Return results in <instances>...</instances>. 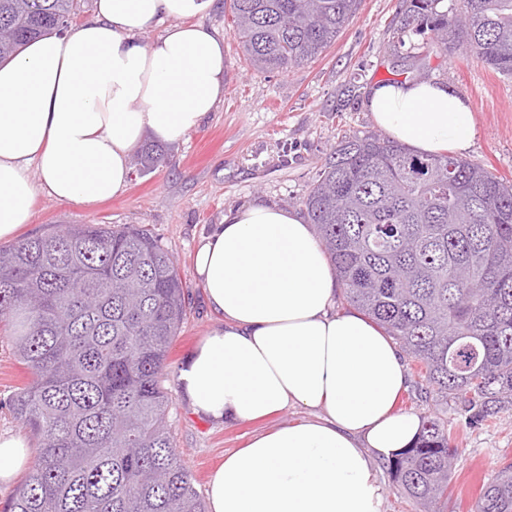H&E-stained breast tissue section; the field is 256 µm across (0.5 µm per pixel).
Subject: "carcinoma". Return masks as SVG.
<instances>
[{
	"label": "carcinoma",
	"instance_id": "obj_1",
	"mask_svg": "<svg viewBox=\"0 0 512 512\" xmlns=\"http://www.w3.org/2000/svg\"><path fill=\"white\" fill-rule=\"evenodd\" d=\"M404 0L440 52L512 76V0ZM261 72H287L336 39L358 0H229ZM80 0H0V60L72 26ZM164 157L148 145L132 165ZM302 204L347 302L424 368L429 393L486 421L512 410V185L449 152L418 155L378 133L343 136ZM191 301L168 250L136 225L72 224L0 247V323L32 374L11 409L37 457L5 512H206L176 453L162 385ZM457 445L424 418L387 462L423 512L448 497ZM473 512H512V463Z\"/></svg>",
	"mask_w": 512,
	"mask_h": 512
}]
</instances>
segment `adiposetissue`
I'll return each mask as SVG.
<instances>
[{
	"instance_id": "ef3b65f1",
	"label": "adipose tissue",
	"mask_w": 512,
	"mask_h": 512,
	"mask_svg": "<svg viewBox=\"0 0 512 512\" xmlns=\"http://www.w3.org/2000/svg\"><path fill=\"white\" fill-rule=\"evenodd\" d=\"M214 0H97L96 17L29 43L0 64V239L27 224L36 196L85 207L128 185L145 134L175 143L224 93V40L197 23ZM157 40L141 36L160 21ZM362 105L420 154L466 153L469 102L444 82H378ZM194 270L213 329L177 381L217 423L287 407L312 418L254 435L207 484L209 512H382L373 472L406 448L420 417L397 408L401 352L355 312L299 211L250 204L200 237Z\"/></svg>"
}]
</instances>
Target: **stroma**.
Returning a JSON list of instances; mask_svg holds the SVG:
<instances>
[{"mask_svg": "<svg viewBox=\"0 0 512 512\" xmlns=\"http://www.w3.org/2000/svg\"><path fill=\"white\" fill-rule=\"evenodd\" d=\"M201 22L224 37V94L215 110L180 143L166 146L165 160L150 173H131L128 188L92 207L39 197L19 235L69 224H138L173 256L191 297L192 311L172 344L164 369L168 425L182 464L206 492L208 479L226 454L245 447L254 433L309 418L287 407L252 423L217 425L195 414L179 389L181 364L219 326L194 273L195 248L226 211L251 203L301 209L312 180L338 138L374 131L361 101L379 81L419 78L429 72L467 98L478 134L467 160L484 165L512 184V77L472 57L434 52L422 56L425 35L404 31L403 0H360L336 40L312 61L285 73L254 71L233 34L224 0H215ZM357 84H350L351 75ZM409 386L400 408L424 416L437 413L460 443L451 464L448 497L439 512H471L485 484L512 462V411L487 421L470 419L455 405L426 398L420 365L405 360ZM31 378L0 339V433H18L10 400Z\"/></svg>", "mask_w": 512, "mask_h": 512, "instance_id": "obj_1", "label": "stroma"}]
</instances>
